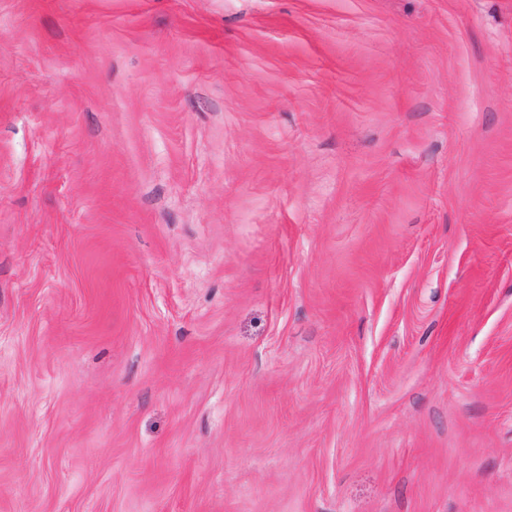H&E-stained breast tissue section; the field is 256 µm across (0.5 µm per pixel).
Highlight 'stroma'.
<instances>
[{"instance_id": "stroma-1", "label": "stroma", "mask_w": 512, "mask_h": 512, "mask_svg": "<svg viewBox=\"0 0 512 512\" xmlns=\"http://www.w3.org/2000/svg\"><path fill=\"white\" fill-rule=\"evenodd\" d=\"M0 512H512V0H0Z\"/></svg>"}]
</instances>
